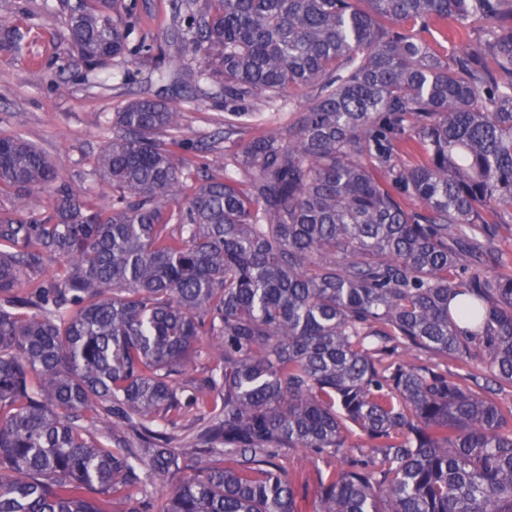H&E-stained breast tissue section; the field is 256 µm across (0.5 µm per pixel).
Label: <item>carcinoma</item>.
Masks as SVG:
<instances>
[{"mask_svg": "<svg viewBox=\"0 0 512 512\" xmlns=\"http://www.w3.org/2000/svg\"><path fill=\"white\" fill-rule=\"evenodd\" d=\"M136 2L36 17L92 72L153 52L123 23ZM168 15L160 56L198 64L224 139L255 101L313 94L221 174L180 162V108L128 103L94 164L108 205L0 136V187L53 208L0 214V512H512V271L491 248L512 223V0ZM450 19L448 53L417 37ZM2 49H24L7 10Z\"/></svg>", "mask_w": 512, "mask_h": 512, "instance_id": "cac0c4a2", "label": "carcinoma"}]
</instances>
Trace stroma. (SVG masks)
Wrapping results in <instances>:
<instances>
[{
	"mask_svg": "<svg viewBox=\"0 0 512 512\" xmlns=\"http://www.w3.org/2000/svg\"><path fill=\"white\" fill-rule=\"evenodd\" d=\"M41 0H0V9L14 12L25 35L23 53L0 51V135L19 136L48 155L74 191H97L93 164L112 138V115L131 100L160 96L183 112V136L189 148L182 154L187 164L224 165V150L200 152L198 146L224 126V110L212 102L197 101L158 81L157 56L133 63L111 64L99 76L85 75L74 66L60 71L65 48L62 25L48 26L35 19ZM68 79V94L57 95L53 85ZM309 95L297 89L275 105L259 103L245 118L243 139L258 135L263 127L294 121Z\"/></svg>",
	"mask_w": 512,
	"mask_h": 512,
	"instance_id": "obj_1",
	"label": "stroma"
}]
</instances>
